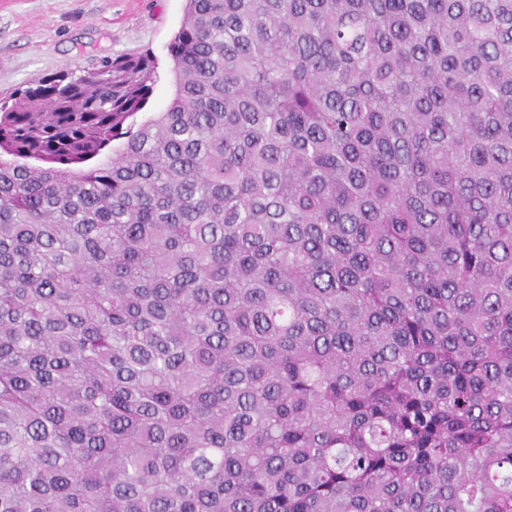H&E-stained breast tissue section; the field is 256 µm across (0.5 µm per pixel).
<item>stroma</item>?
Masks as SVG:
<instances>
[{"instance_id":"35a3bbf8","label":"stroma","mask_w":512,"mask_h":512,"mask_svg":"<svg viewBox=\"0 0 512 512\" xmlns=\"http://www.w3.org/2000/svg\"><path fill=\"white\" fill-rule=\"evenodd\" d=\"M185 7L186 0H0V94L80 75L107 57L148 53L157 79L144 113L164 111L175 92L168 45Z\"/></svg>"}]
</instances>
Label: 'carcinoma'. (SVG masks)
I'll list each match as a JSON object with an SVG mask.
<instances>
[{"label":"carcinoma","instance_id":"1","mask_svg":"<svg viewBox=\"0 0 512 512\" xmlns=\"http://www.w3.org/2000/svg\"><path fill=\"white\" fill-rule=\"evenodd\" d=\"M168 53L0 99V512H512V0Z\"/></svg>","mask_w":512,"mask_h":512}]
</instances>
